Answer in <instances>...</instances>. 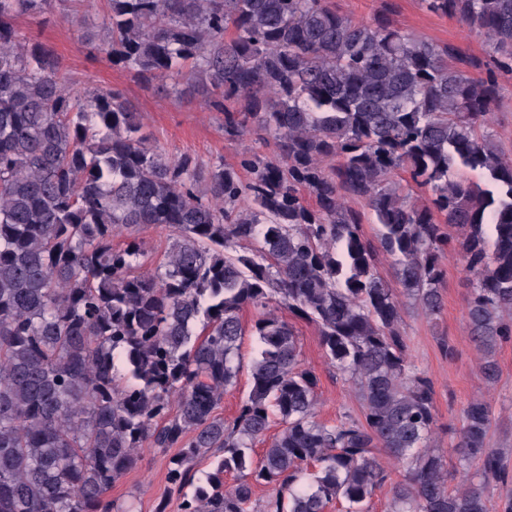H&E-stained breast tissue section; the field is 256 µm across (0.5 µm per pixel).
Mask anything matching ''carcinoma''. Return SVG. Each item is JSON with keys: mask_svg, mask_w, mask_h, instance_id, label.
<instances>
[{"mask_svg": "<svg viewBox=\"0 0 512 512\" xmlns=\"http://www.w3.org/2000/svg\"><path fill=\"white\" fill-rule=\"evenodd\" d=\"M55 2L0 0V512H127L112 485L141 448L177 445L179 512H250L258 486L275 493L255 512H369L390 465L406 475L387 512H489L487 485L505 478L491 407L462 410L452 488L434 383L402 324L406 299L442 312L441 259L460 254L478 371L497 380L512 339V158L489 116L512 74V0H421L486 36L478 79L477 61L328 0H107L81 40L159 91L208 84L224 132L258 144L241 154L245 181L170 155L125 97L81 91L12 24ZM399 171L430 196L403 193ZM347 199L368 204L378 245ZM148 225L178 233L159 262L137 237ZM282 307L315 325L359 414L317 418L319 380ZM247 334L259 351L226 419ZM206 457L216 467L196 484Z\"/></svg>", "mask_w": 512, "mask_h": 512, "instance_id": "carcinoma-1", "label": "carcinoma"}]
</instances>
